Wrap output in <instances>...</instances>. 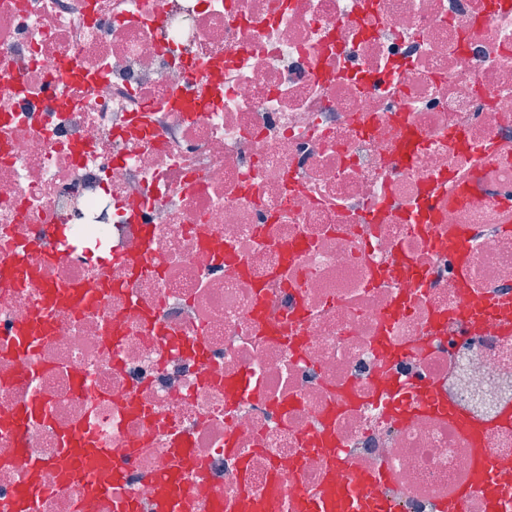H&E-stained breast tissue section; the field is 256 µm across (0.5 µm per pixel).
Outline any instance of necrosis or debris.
<instances>
[{"label":"necrosis or debris","mask_w":512,"mask_h":512,"mask_svg":"<svg viewBox=\"0 0 512 512\" xmlns=\"http://www.w3.org/2000/svg\"><path fill=\"white\" fill-rule=\"evenodd\" d=\"M32 240L0 512L35 460V512H157L173 467L196 512H292L337 461L438 512L477 446L512 497V431L448 417L512 406V0H0V256ZM81 424L108 495L62 481Z\"/></svg>","instance_id":"obj_1"}]
</instances>
